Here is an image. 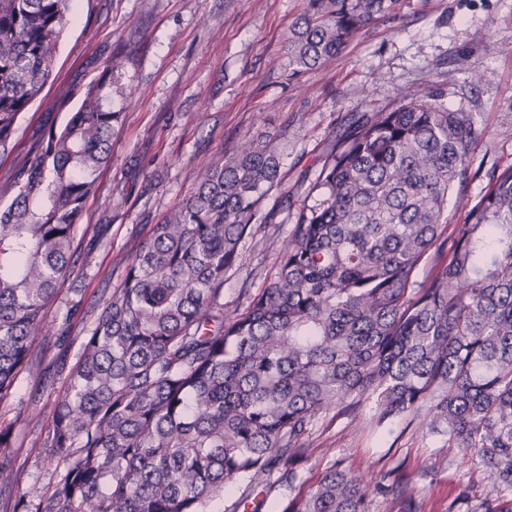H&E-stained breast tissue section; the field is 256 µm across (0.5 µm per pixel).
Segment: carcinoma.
Returning a JSON list of instances; mask_svg holds the SVG:
<instances>
[{
    "label": "carcinoma",
    "mask_w": 512,
    "mask_h": 512,
    "mask_svg": "<svg viewBox=\"0 0 512 512\" xmlns=\"http://www.w3.org/2000/svg\"><path fill=\"white\" fill-rule=\"evenodd\" d=\"M70 0H0V152L52 74ZM399 0H305L294 74L335 59ZM117 61L60 129L0 183V400L40 377L33 344L72 267L95 173L120 113L104 106ZM442 94L406 93L354 119L326 155L275 272L247 312L224 313V276L294 196L271 139L243 138L206 164L112 288L63 386L50 392L45 484L17 464L0 419L5 512H210L244 482L289 487L321 414L374 404L476 452L512 493V166L465 199L482 128ZM454 200L453 207L448 201ZM462 214L459 224L453 223ZM426 266L423 279L418 270ZM368 487L331 466L281 512H368Z\"/></svg>",
    "instance_id": "carcinoma-1"
}]
</instances>
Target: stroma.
<instances>
[{"instance_id":"obj_1","label":"stroma","mask_w":512,"mask_h":512,"mask_svg":"<svg viewBox=\"0 0 512 512\" xmlns=\"http://www.w3.org/2000/svg\"><path fill=\"white\" fill-rule=\"evenodd\" d=\"M54 53L53 84L25 112L15 148L0 154V183L13 180L31 146L68 110L58 87L83 89L108 60L112 109L120 121L112 159L96 173L74 239V264L49 313L71 308L58 335L35 352L45 379L21 375L0 413L15 418L20 462L42 460L51 416L47 395L61 386L86 335L155 224L194 190L200 169L245 137L270 135L283 147L289 185L313 182L350 118L399 100L402 92H440L444 104L478 113L467 188L487 190L494 169L512 165V0H400L396 11L353 39L326 66L291 77L288 36L302 0H78ZM478 71L469 84L459 70ZM262 228L224 278V311L246 310L275 271L273 242L286 240L287 203L267 198ZM291 487L271 485L268 505L307 494L332 464L362 475L369 512H476L498 489L480 458L401 418L379 425L371 406L317 420ZM397 491H390L391 483Z\"/></svg>"}]
</instances>
